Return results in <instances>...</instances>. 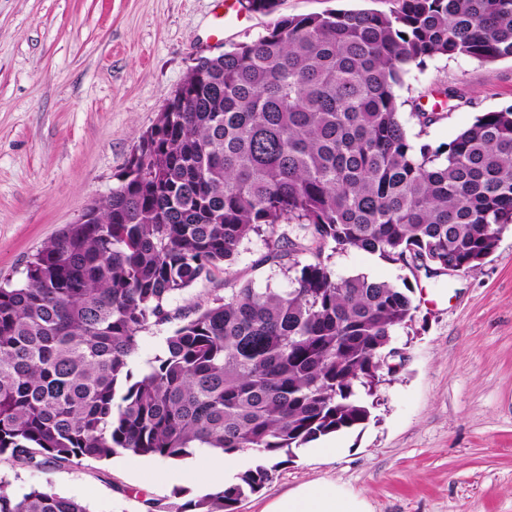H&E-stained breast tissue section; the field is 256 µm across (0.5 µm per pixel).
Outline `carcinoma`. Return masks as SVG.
Instances as JSON below:
<instances>
[{
    "label": "carcinoma",
    "mask_w": 512,
    "mask_h": 512,
    "mask_svg": "<svg viewBox=\"0 0 512 512\" xmlns=\"http://www.w3.org/2000/svg\"><path fill=\"white\" fill-rule=\"evenodd\" d=\"M386 11L278 17L190 68L93 219L0 285V458L40 467L198 448L273 461L178 512H236L290 454L370 419L381 355L412 322L409 285L336 277L325 250L426 276L467 272L512 225V105L415 147L397 89L434 57L512 58V0H390ZM280 0H244L270 15ZM420 131L445 118L416 109ZM297 230L288 236L286 227ZM264 238L291 287L224 279L142 374L168 300ZM305 259H299V256ZM0 512H88L47 484ZM181 320H173L159 325L151 326L149 330L141 334L139 347L134 357V370L144 369L149 361L161 354L165 337L168 336L173 327Z\"/></svg>",
    "instance_id": "obj_1"
}]
</instances>
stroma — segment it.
Segmentation results:
<instances>
[{
	"label": "stroma",
	"instance_id": "obj_1",
	"mask_svg": "<svg viewBox=\"0 0 512 512\" xmlns=\"http://www.w3.org/2000/svg\"><path fill=\"white\" fill-rule=\"evenodd\" d=\"M390 0H282L286 15L385 11ZM221 0H0V282L22 281L27 260L91 203L106 197L140 135L157 120L197 57L256 38L270 17L241 11L217 30ZM445 119L420 130L414 105ZM409 140L452 141L485 112L512 104V59L437 57L399 91ZM261 237L233 270L254 287H287L288 261L266 259ZM340 276L409 282L417 307L398 329L370 420L330 434L338 452L296 449L238 512L317 479L364 496L373 512H512V229L474 269L429 278L363 251L332 254ZM195 459L121 454L41 468L0 460L10 491L52 484L90 512H175L201 495Z\"/></svg>",
	"mask_w": 512,
	"mask_h": 512
}]
</instances>
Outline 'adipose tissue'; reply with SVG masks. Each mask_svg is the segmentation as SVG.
Returning <instances> with one entry per match:
<instances>
[{
  "mask_svg": "<svg viewBox=\"0 0 512 512\" xmlns=\"http://www.w3.org/2000/svg\"><path fill=\"white\" fill-rule=\"evenodd\" d=\"M263 512H371V507L342 486L309 481L271 501Z\"/></svg>",
  "mask_w": 512,
  "mask_h": 512,
  "instance_id": "1",
  "label": "adipose tissue"
}]
</instances>
